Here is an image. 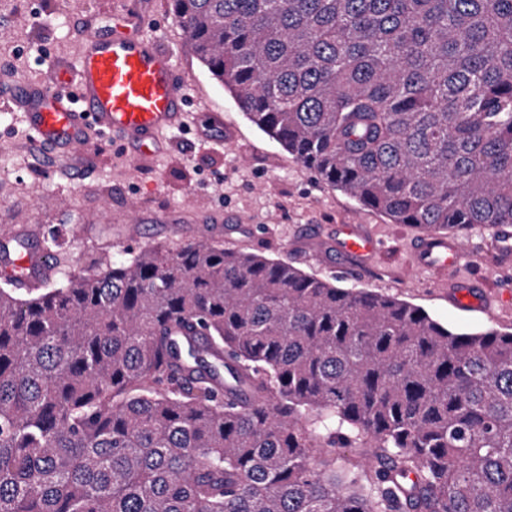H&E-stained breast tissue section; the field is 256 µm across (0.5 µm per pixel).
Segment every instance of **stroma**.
<instances>
[{
  "mask_svg": "<svg viewBox=\"0 0 512 512\" xmlns=\"http://www.w3.org/2000/svg\"><path fill=\"white\" fill-rule=\"evenodd\" d=\"M113 0H0V95L20 76L45 79L59 59L76 60L87 24H110ZM145 35L164 34L187 77L181 124L163 132L164 149L132 165L120 140L94 137L87 152L43 166L23 113L0 110V242L19 236L49 257L53 268L80 270L90 256L113 259L163 242L219 243L290 263L341 288H362L421 307L455 330L512 331V267L500 268L491 231L460 232L466 257L447 279L414 266L409 248L417 230L394 224L319 179L252 124L231 94L196 59L170 0H142ZM220 112L234 139L201 136L195 116ZM183 222H164L168 212ZM239 215L236 224H201L198 212ZM354 220L382 237L375 263L339 272V256L313 251L309 241L329 237ZM485 280L483 305L465 309L452 286L462 275Z\"/></svg>",
  "mask_w": 512,
  "mask_h": 512,
  "instance_id": "stroma-1",
  "label": "stroma"
}]
</instances>
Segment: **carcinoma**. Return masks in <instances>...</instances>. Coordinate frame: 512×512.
Returning a JSON list of instances; mask_svg holds the SVG:
<instances>
[{"label":"carcinoma","instance_id":"carcinoma-1","mask_svg":"<svg viewBox=\"0 0 512 512\" xmlns=\"http://www.w3.org/2000/svg\"><path fill=\"white\" fill-rule=\"evenodd\" d=\"M171 5L319 180L427 232L512 226V0ZM0 512H512V332L215 243L5 280Z\"/></svg>","mask_w":512,"mask_h":512}]
</instances>
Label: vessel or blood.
I'll list each match as a JSON object with an SVG mask.
<instances>
[{
    "label": "vessel or blood",
    "mask_w": 512,
    "mask_h": 512,
    "mask_svg": "<svg viewBox=\"0 0 512 512\" xmlns=\"http://www.w3.org/2000/svg\"><path fill=\"white\" fill-rule=\"evenodd\" d=\"M112 13L111 27L89 30L77 62L58 63L53 81H21L11 91L10 103L24 112L36 146L77 155L87 150L91 134H108L121 138L138 163L160 149L163 131L181 122L186 78L167 39L138 32L139 0H115ZM328 245L362 268L380 249L364 225L351 221L337 225ZM411 248L416 266L439 278L465 254L460 240L445 235H418ZM49 272L42 255L0 256V274L18 288L35 287ZM455 286L459 305H479L483 281L462 279Z\"/></svg>",
    "instance_id": "obj_1"
}]
</instances>
